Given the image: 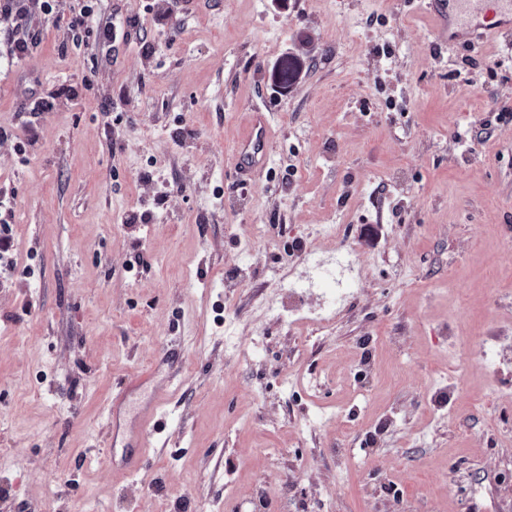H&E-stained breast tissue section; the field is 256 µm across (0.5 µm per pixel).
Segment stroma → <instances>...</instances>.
Returning <instances> with one entry per match:
<instances>
[{"label":"stroma","mask_w":512,"mask_h":512,"mask_svg":"<svg viewBox=\"0 0 512 512\" xmlns=\"http://www.w3.org/2000/svg\"><path fill=\"white\" fill-rule=\"evenodd\" d=\"M447 2L0 19V512H512V51ZM146 374L130 473L107 410ZM87 33L94 36V41L98 43H115L117 40L125 38V21L114 20L111 16L105 22H98L94 27L87 26ZM267 123L265 113H254L251 133L235 148V156L241 168L258 172L264 167ZM157 409L158 404L154 398L146 402L136 414L135 425L126 432L125 448H133L131 454L126 455L123 461V465L128 471L138 467L144 454L143 449L149 447V441L155 431L153 420L157 414Z\"/></svg>","instance_id":"stroma-1"}]
</instances>
